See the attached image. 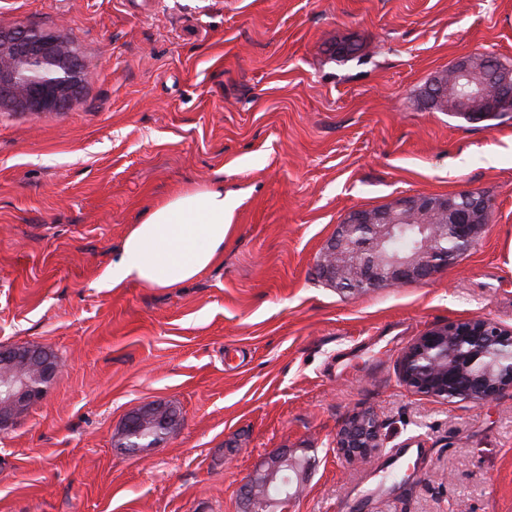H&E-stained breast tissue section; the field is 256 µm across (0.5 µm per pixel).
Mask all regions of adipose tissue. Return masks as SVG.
Wrapping results in <instances>:
<instances>
[{
    "mask_svg": "<svg viewBox=\"0 0 512 512\" xmlns=\"http://www.w3.org/2000/svg\"><path fill=\"white\" fill-rule=\"evenodd\" d=\"M232 229L223 188L177 195L130 226L103 278L111 288L128 282L171 288L191 281L223 256Z\"/></svg>",
    "mask_w": 512,
    "mask_h": 512,
    "instance_id": "1",
    "label": "adipose tissue"
}]
</instances>
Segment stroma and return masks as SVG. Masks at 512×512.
Here are the masks:
<instances>
[{
	"label": "stroma",
	"instance_id": "stroma-1",
	"mask_svg": "<svg viewBox=\"0 0 512 512\" xmlns=\"http://www.w3.org/2000/svg\"><path fill=\"white\" fill-rule=\"evenodd\" d=\"M18 22L74 39L91 77L67 111L0 110V347L62 366L0 432V512H243L281 452L310 464L288 512H512V390L449 405L398 373L431 327L512 328V120L420 99L462 56L512 67V0H0ZM216 186L234 226L218 263L101 287L130 225ZM459 192L492 221L431 278H319L350 210ZM151 404L175 430L121 448ZM361 412L380 449L351 464L336 434ZM406 445L423 455L385 479ZM146 415V417H143L141 413L131 414L125 421L128 430L133 432L141 423H143V426H146V420L151 421L153 425H158L159 423L165 425L169 421L168 409L163 406H152Z\"/></svg>",
	"mask_w": 512,
	"mask_h": 512
}]
</instances>
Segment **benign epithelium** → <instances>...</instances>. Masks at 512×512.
I'll return each mask as SVG.
<instances>
[{
	"instance_id": "obj_1",
	"label": "benign epithelium",
	"mask_w": 512,
	"mask_h": 512,
	"mask_svg": "<svg viewBox=\"0 0 512 512\" xmlns=\"http://www.w3.org/2000/svg\"><path fill=\"white\" fill-rule=\"evenodd\" d=\"M87 73L75 45L52 31L18 24L0 28V108L22 112H63L77 96ZM427 105L440 111L476 112L489 120L512 108V69L498 68L485 56H466L437 72L422 91ZM489 201L473 193L442 196L417 194L396 199L385 207L351 210L336 235L322 248L319 273L342 291L364 293L386 286L429 279L448 266L452 257L472 249L490 226ZM401 216L427 217L426 236L411 253L390 256L385 244ZM450 223L456 246H441L447 234L437 219ZM499 346L512 347V330L486 318L448 322L428 329L403 352V384L446 403L479 405L512 388V357L494 358ZM58 373L43 349L0 348V430L12 428L46 396V384ZM169 421L168 409L155 405L130 415L125 425ZM380 425L370 412L350 417L336 435V448L347 460L364 459L380 448ZM301 482L309 464L283 453L272 457L262 472L243 488L247 512H261L273 503L285 505L287 494L272 502L261 489L288 470Z\"/></svg>"
}]
</instances>
